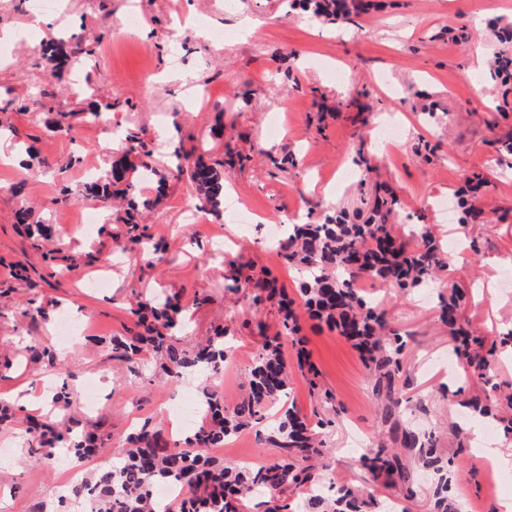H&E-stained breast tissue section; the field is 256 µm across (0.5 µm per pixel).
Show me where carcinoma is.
Wrapping results in <instances>:
<instances>
[{
  "instance_id": "carcinoma-1",
  "label": "carcinoma",
  "mask_w": 512,
  "mask_h": 512,
  "mask_svg": "<svg viewBox=\"0 0 512 512\" xmlns=\"http://www.w3.org/2000/svg\"><path fill=\"white\" fill-rule=\"evenodd\" d=\"M288 6L330 22L346 19L357 10L352 0H288ZM126 154L135 155L141 169L155 171L153 151L138 136L128 137ZM174 156L176 177L195 185L202 205L214 211L224 199L221 168L226 164L243 168L251 161L250 155L230 147L225 149V160L212 164L192 161L178 150ZM128 170V164L118 162L103 177V183L94 187L100 206L106 207L113 197L126 193L119 185L127 181ZM397 207L396 197L384 190L376 195L363 223L348 224L338 215L327 216L318 224H295L280 249L289 263L312 269V279L299 288L305 313L352 342L370 371L372 392L382 407V422L389 426L390 440L396 447L370 445L358 458L360 466L384 479L387 486L410 483L416 466L433 470L439 475L435 512H449L445 460L435 443L412 430L399 429L400 409L407 401L406 381L402 380L406 341L390 327L388 311L372 304L354 286V279L365 277L388 281L401 290L417 288L432 281L443 266L440 249L428 234L410 246L392 233L388 221ZM134 210L133 204L122 219L129 225L128 242L140 246L150 261H162L165 250L149 243L145 228L132 214ZM244 282L253 288L256 299L273 304L274 315L281 322V330L271 336L265 321L255 320L263 342L250 367L247 396L229 410L215 392L204 390L200 403L204 420L185 440L168 441L159 429L141 428L129 438L128 447L117 450V462L99 470L93 480L76 485L75 491L84 493L90 512H171L153 497V486L161 482L180 486V512H239L240 502L252 495L267 497L266 512H382L381 503L372 495L366 500L350 487L337 489L332 483L324 484L315 461L326 458L325 442L294 409L285 410L274 429L258 434L259 440L278 448L277 460L241 471L209 456L210 449L223 447L224 441L257 423L269 404L286 396L291 384L281 336L300 333L301 315L294 308V300L275 281L248 276ZM461 300L456 288L449 297L441 298V320L451 335L470 345L476 339L460 321ZM181 313V306L170 299L138 302L134 315L140 318L143 331L112 338L110 356L133 362L148 350L162 361L174 381L187 372L218 370L227 355L224 333H215L189 355L177 346ZM467 362L477 377L487 375L490 364L480 352L468 354ZM27 434L28 458L34 465L55 459L58 448H67L82 458L97 448L95 436L74 437L65 419L56 415L32 421ZM286 489L295 490L297 500H281L280 494Z\"/></svg>"
}]
</instances>
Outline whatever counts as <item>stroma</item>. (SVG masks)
<instances>
[{
  "label": "stroma",
  "instance_id": "35a3bbf8",
  "mask_svg": "<svg viewBox=\"0 0 512 512\" xmlns=\"http://www.w3.org/2000/svg\"><path fill=\"white\" fill-rule=\"evenodd\" d=\"M55 22L28 26V0H0V29L28 33L10 42L0 60V133L13 152L0 162V398L15 417L0 427V512H76L69 497L70 460L29 464L22 435L27 419L50 408L54 387L72 375L71 414L98 426L100 446L88 472L111 465L129 432L153 420L173 435L174 402L214 390L233 406L246 395L247 370L261 338L245 328L256 306L245 289L225 280L235 266L276 277L295 292L306 272L286 263L265 241L267 224L318 222L324 210L346 211L351 222L369 215L361 202L366 166L401 202L394 220L404 239L428 226L441 242L455 241L446 264L426 288L400 291L388 283L357 279L367 297L386 307L408 344L403 426L433 437L450 458L448 498L458 512H496L512 502V483L489 487V462L460 447L476 393L496 400L512 387V108H497L502 92L491 63L502 48L492 20L512 21V0H373L360 16L328 23L288 12L284 0H138V30L121 21L128 0H59ZM482 37L456 41L460 28ZM80 35L94 54L71 55L62 79L46 77L40 42ZM104 90L114 107L99 118L75 113L82 84ZM52 93L53 111L33 103ZM73 111L71 132L58 130L60 113ZM402 135L388 142L386 125ZM142 134L156 146L157 169L169 174L165 198L142 216L167 249V263L149 266L145 255L115 243L125 231L113 217L86 229L83 214L91 182L124 155L118 136ZM250 154L245 169L225 168L229 190L220 215L187 221L195 192L172 177L178 147L222 158L226 147ZM291 154L286 168L274 161ZM478 184L482 217L463 223L461 187ZM453 201L442 214L436 199ZM45 233L30 239L19 212ZM107 275L110 286L90 288ZM464 291L460 316L472 335L496 341L490 382L466 373L455 341L440 319L438 294ZM178 294L186 307L181 347L194 351L216 329L232 345L215 376L171 381L150 355L125 363L110 357L103 338L135 330L137 297ZM78 316L84 333L60 345L57 324ZM306 353L339 410L322 431L330 450L326 478L373 494L398 512H433L438 477L418 471L409 486H384L357 463L358 441H372L385 426L370 375L349 342L325 326L305 322ZM50 345L54 361L32 359L28 348ZM314 418L320 405L301 376L269 405L257 429L228 440L211 454L224 464H260L277 448L260 443L256 430L273 427L283 409Z\"/></svg>",
  "mask_w": 512,
  "mask_h": 512
}]
</instances>
